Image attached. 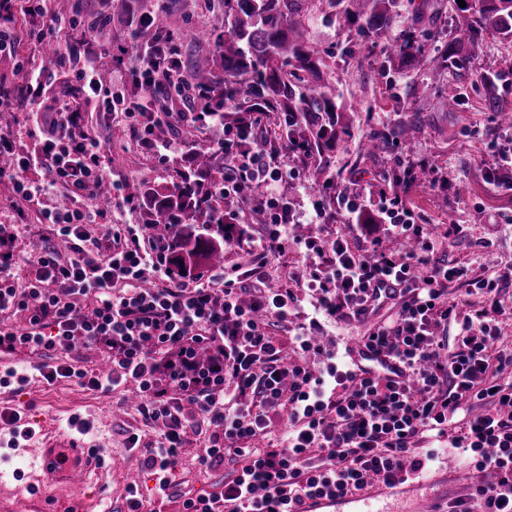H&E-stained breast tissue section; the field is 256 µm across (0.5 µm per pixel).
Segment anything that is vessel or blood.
Wrapping results in <instances>:
<instances>
[{
  "label": "vessel or blood",
  "mask_w": 512,
  "mask_h": 512,
  "mask_svg": "<svg viewBox=\"0 0 512 512\" xmlns=\"http://www.w3.org/2000/svg\"><path fill=\"white\" fill-rule=\"evenodd\" d=\"M349 355L368 372L394 380L402 379L401 366L386 353L365 345H354ZM39 454L33 464L38 476L31 486L39 498L54 500L59 487L79 489L94 483L95 466L89 460V447L71 432L40 431ZM459 488L456 475L437 469L418 473L387 484L367 482L359 491L338 498L320 497L306 500L304 512H390V500L409 498L408 512H445Z\"/></svg>",
  "instance_id": "1"
}]
</instances>
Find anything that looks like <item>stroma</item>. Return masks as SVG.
Wrapping results in <instances>:
<instances>
[{"label": "stroma", "instance_id": "obj_1", "mask_svg": "<svg viewBox=\"0 0 512 512\" xmlns=\"http://www.w3.org/2000/svg\"><path fill=\"white\" fill-rule=\"evenodd\" d=\"M53 13L77 17L87 23L107 15L109 23L95 34L101 51L98 65L110 78L129 72L135 62L124 54L130 22L141 12L163 16L182 38L183 63L213 44L218 24L212 0H54ZM395 23L389 31L368 36L357 26L339 25L326 0H304L301 20L307 37L317 46L324 66L320 85L343 109L336 143L301 164V182L279 183L278 193L297 208L309 209L310 196L320 185L333 181L336 188L353 194L374 195L379 189L400 185L406 164L425 171L413 182L407 200L416 223L449 235V261L466 266L477 277H494L512 263V173L500 172L490 180L486 170L497 152L512 148V126L501 124L485 105L488 84H495L498 98L512 108V37L487 32L478 45L448 57L451 43L461 40L472 15L460 10L454 0H397ZM417 37L426 53L420 68L398 67L395 49L409 37ZM463 93L456 106L448 104L449 84ZM84 125L108 150L106 175L101 192L131 180L164 184L184 170L188 154L211 149L224 140V126L209 123L202 133L185 138L178 120L157 126L158 139L175 143L165 163L143 153L133 137L117 140L116 127H126L120 112H101L89 105L83 109ZM415 121L421 136L412 151H405L394 132L404 122ZM386 134L382 150L369 151L367 142ZM447 179L448 188L436 190L434 176ZM259 274L273 287L288 283L303 293L309 261L300 252L272 258ZM37 356L20 352L0 358V364L27 375L22 391L0 387V410L24 409L28 419L41 416L58 429L69 426L74 416L84 417L90 427L83 435L100 463L103 480L88 489L87 497L104 502L110 512H121L131 483L154 487L141 470L139 456L155 447L160 426L140 411L133 393L117 388L93 392L72 381L47 383L39 374ZM137 435V448L128 438ZM202 438L188 434L174 475L169 498L156 501L157 512H182L186 498L218 490L223 471H205L198 461ZM28 455L0 428V512H42L18 471L26 469Z\"/></svg>", "mask_w": 512, "mask_h": 512}]
</instances>
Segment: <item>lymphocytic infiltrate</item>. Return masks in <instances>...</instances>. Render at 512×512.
Wrapping results in <instances>:
<instances>
[{
    "label": "lymphocytic infiltrate",
    "mask_w": 512,
    "mask_h": 512,
    "mask_svg": "<svg viewBox=\"0 0 512 512\" xmlns=\"http://www.w3.org/2000/svg\"><path fill=\"white\" fill-rule=\"evenodd\" d=\"M139 24L151 32L133 70L143 95L97 82L98 49L90 38L77 80L104 110L125 113L141 149L163 161L173 145L152 131L170 119L169 102L193 97L194 89L172 68L180 56L176 39L151 14H141ZM30 120L43 137L28 151L14 131L0 129V157L13 160L0 168V179L14 185L12 213L42 204L51 238L21 277V227L0 221V315L26 316L24 331L0 327V354L43 357L39 373L50 383L71 379L100 392L132 387L142 412L162 425L158 447L140 461L155 479L156 497L168 495L190 430L205 437L204 470L228 475L222 490L184 500L185 512H300L304 497L350 493L370 476L391 483L431 468L438 449L420 452L417 443H434L457 427L475 469L488 476L472 492L480 512H512V347L500 345L496 319L512 264L493 278L469 277L446 260L447 238L425 233L396 192L375 200L340 192L332 213L312 201L310 223L339 221L346 230L297 237L294 228L305 218L274 185L299 177L297 162L308 147L293 141L268 150L254 135L260 118L248 116L224 127L217 147L224 177L215 188L244 212L264 215L256 266L182 278L169 265V239L152 225L115 224L96 234L108 211L87 201L106 175L105 149L82 126L79 109L34 111ZM42 170L48 178H39ZM59 187L67 191L62 205L51 200ZM361 233L370 240L360 254L351 240ZM296 250L310 259L306 286L314 301L294 338L304 357L291 363L275 330L301 301L291 288L266 286L257 267ZM385 279L395 287L383 299L375 285ZM462 280L482 296L480 307L465 313L445 300ZM387 300L397 302L395 315L373 321ZM336 319L371 320L364 343L397 358L406 380L363 375L332 354L310 363L313 333ZM451 322L457 334L450 346L440 328ZM78 338L99 347L108 373L67 360ZM279 415L288 419L280 439L254 447Z\"/></svg>",
    "instance_id": "1"
}]
</instances>
